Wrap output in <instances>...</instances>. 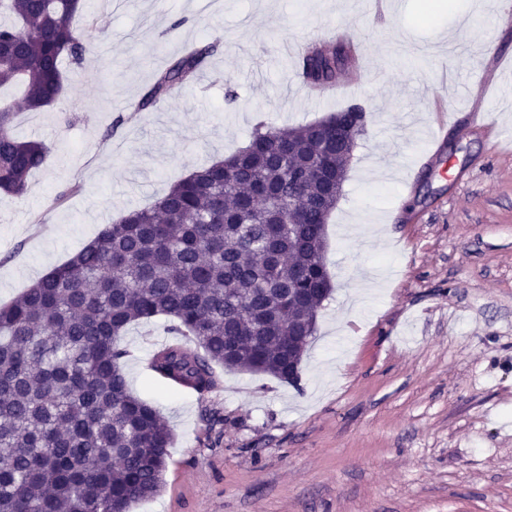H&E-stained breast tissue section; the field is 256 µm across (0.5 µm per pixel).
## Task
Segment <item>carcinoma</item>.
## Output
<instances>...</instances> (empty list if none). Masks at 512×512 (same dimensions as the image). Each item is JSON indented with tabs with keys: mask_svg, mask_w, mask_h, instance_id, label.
I'll return each mask as SVG.
<instances>
[{
	"mask_svg": "<svg viewBox=\"0 0 512 512\" xmlns=\"http://www.w3.org/2000/svg\"><path fill=\"white\" fill-rule=\"evenodd\" d=\"M80 0H0V194L21 196L42 168L44 143L14 135L17 107L40 111L65 93L63 65L91 48L71 27ZM219 43L159 72L135 104L150 111L192 84ZM353 61L331 40L304 57L303 82L322 90ZM314 122L259 123L248 144L172 184L0 306V512H130L161 487L171 431L128 387L118 340L133 324L168 319L197 348L159 347L152 376L198 394L214 365L296 385L331 295L325 224L366 127L354 105Z\"/></svg>",
	"mask_w": 512,
	"mask_h": 512,
	"instance_id": "carcinoma-1",
	"label": "carcinoma"
}]
</instances>
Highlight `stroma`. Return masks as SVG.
<instances>
[{
    "mask_svg": "<svg viewBox=\"0 0 512 512\" xmlns=\"http://www.w3.org/2000/svg\"><path fill=\"white\" fill-rule=\"evenodd\" d=\"M443 2L427 23L426 0L372 17L355 0H86L73 18L94 54L66 66L58 103L14 122L48 158L25 195L0 196V304L245 146L257 121L366 111L298 385L220 367L209 393L173 392L144 366L167 320L122 336L130 390L172 432L160 492L131 512H512V74L487 94L498 134L447 124L491 54L512 57V8ZM343 29L347 89L317 99L285 48ZM215 41L194 87L132 110L158 71Z\"/></svg>",
    "mask_w": 512,
    "mask_h": 512,
    "instance_id": "1",
    "label": "stroma"
}]
</instances>
